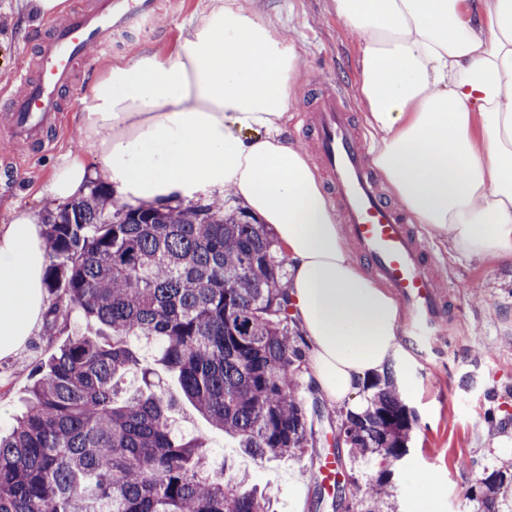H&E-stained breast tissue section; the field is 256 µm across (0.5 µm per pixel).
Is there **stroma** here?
<instances>
[{
  "label": "stroma",
  "mask_w": 512,
  "mask_h": 512,
  "mask_svg": "<svg viewBox=\"0 0 512 512\" xmlns=\"http://www.w3.org/2000/svg\"><path fill=\"white\" fill-rule=\"evenodd\" d=\"M268 18L300 54L301 76L293 86L288 130L306 155L314 150L302 128L300 113L307 105L314 79L342 85L350 97L356 119L365 108L357 90L358 39L331 12L329 0H240ZM207 0H164L152 33L121 34L114 38L111 56L90 47L76 75V86L60 117L58 141L47 148L26 151L13 177L0 173V221L11 209L52 211L44 189L58 158L78 149L81 133L72 118L92 79L111 61L131 59L154 50L168 53L181 29L198 15ZM45 35L44 23L21 0H0V90L11 87L25 47ZM421 238L431 253L436 272L453 304L452 327L457 345L428 358L408 352L394 368L397 388L417 416L408 451L393 466L381 459L342 458L341 470L350 478L344 490L361 497L365 486L390 471L387 512H411L413 491L402 485L408 472L418 474L439 495L437 512H473L469 493L476 476L465 461L479 460L496 470L506 460L496 455L492 441L512 439V265L490 258H465L422 228ZM63 334L39 327L15 356L0 359V429L9 428L24 404L33 382L32 371L62 343ZM177 428L201 435L213 457L227 459L234 473L247 474L250 485L271 494L275 512H334L333 489L326 486L320 456L336 455L333 445L337 415L312 417L315 441L300 456L281 457L263 464L241 454L235 442L214 429L192 407L181 402L175 414Z\"/></svg>",
  "instance_id": "stroma-1"
}]
</instances>
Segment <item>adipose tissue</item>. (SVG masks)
<instances>
[{"mask_svg": "<svg viewBox=\"0 0 512 512\" xmlns=\"http://www.w3.org/2000/svg\"><path fill=\"white\" fill-rule=\"evenodd\" d=\"M360 40L372 165L399 204L466 258L512 264V0H330ZM295 46L271 21L211 0L171 53L99 71L74 118L79 149L46 190L64 205L101 182L157 206L232 189L274 227L290 316L328 402L355 400L404 356L399 307L350 257L336 209L288 136ZM38 212L0 224V359L47 313Z\"/></svg>", "mask_w": 512, "mask_h": 512, "instance_id": "obj_1", "label": "adipose tissue"}]
</instances>
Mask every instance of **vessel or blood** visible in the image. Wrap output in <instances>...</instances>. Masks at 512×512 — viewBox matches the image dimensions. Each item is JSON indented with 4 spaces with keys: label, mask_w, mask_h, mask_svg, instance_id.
<instances>
[{
    "label": "vessel or blood",
    "mask_w": 512,
    "mask_h": 512,
    "mask_svg": "<svg viewBox=\"0 0 512 512\" xmlns=\"http://www.w3.org/2000/svg\"><path fill=\"white\" fill-rule=\"evenodd\" d=\"M159 12V0H90L65 20L49 22L30 65L19 70L18 92L5 107L13 143L49 142L87 45L111 52L113 34L147 29ZM309 110V132L361 259L395 294L411 342L425 348L446 340L447 295L431 274L430 255L413 219L388 199L348 97L337 87L319 92Z\"/></svg>",
    "instance_id": "b4317fda"
}]
</instances>
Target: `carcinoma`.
Returning <instances> with one entry per match:
<instances>
[{"label": "carcinoma", "mask_w": 512, "mask_h": 512, "mask_svg": "<svg viewBox=\"0 0 512 512\" xmlns=\"http://www.w3.org/2000/svg\"><path fill=\"white\" fill-rule=\"evenodd\" d=\"M102 186L52 213L47 328L77 317L73 334L35 367L24 411L0 432V512H272L257 488L210 464L205 441L177 430L172 404L143 369L154 348L187 400L254 461L298 455L314 441L301 389L305 340L289 315L285 256L272 230L219 201L107 208ZM366 407L340 416L354 458L400 461L414 416L391 371L366 384ZM512 467L484 473L476 512H498ZM343 512H383L385 483Z\"/></svg>", "instance_id": "1"}]
</instances>
